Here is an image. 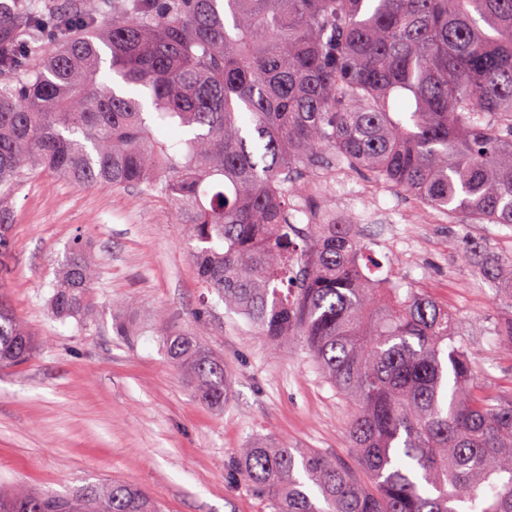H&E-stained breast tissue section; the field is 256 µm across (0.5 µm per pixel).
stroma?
Here are the masks:
<instances>
[{
  "instance_id": "1",
  "label": "stroma",
  "mask_w": 512,
  "mask_h": 512,
  "mask_svg": "<svg viewBox=\"0 0 512 512\" xmlns=\"http://www.w3.org/2000/svg\"><path fill=\"white\" fill-rule=\"evenodd\" d=\"M314 199L356 224L394 283L415 288L456 321L476 370L512 394V320L486 267L512 257V227L457 224L412 196L348 166ZM12 272L4 284L16 315L44 342L25 365L0 367V485L65 492L89 482L137 485L164 512H273L269 498L227 471L234 449L258 437L313 449L347 464L349 402L299 347L271 352L244 316L201 291L165 200L130 187L81 188L50 174L29 177L12 200ZM83 234L98 264L90 325L56 320L46 285ZM124 311L134 333L119 336ZM193 331L232 373L223 411L200 404L168 358L162 325Z\"/></svg>"
}]
</instances>
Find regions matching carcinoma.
I'll return each mask as SVG.
<instances>
[{
    "instance_id": "1",
    "label": "carcinoma",
    "mask_w": 512,
    "mask_h": 512,
    "mask_svg": "<svg viewBox=\"0 0 512 512\" xmlns=\"http://www.w3.org/2000/svg\"><path fill=\"white\" fill-rule=\"evenodd\" d=\"M56 44L37 53L22 31ZM108 69H103V64ZM460 224L512 225V0H99L81 14L0 0V278L7 200L31 175L136 187L187 228L199 287L273 350L309 349L353 407L347 436L371 485L339 460L257 439L233 451L274 512H512V396L477 378L455 319L401 286L375 288L354 225L294 199L331 163ZM512 306V259L489 273ZM96 278L65 247L54 318L86 317ZM196 399L231 395L224 360L165 332ZM38 338L0 295V364ZM0 512H160L129 483L0 491Z\"/></svg>"
}]
</instances>
